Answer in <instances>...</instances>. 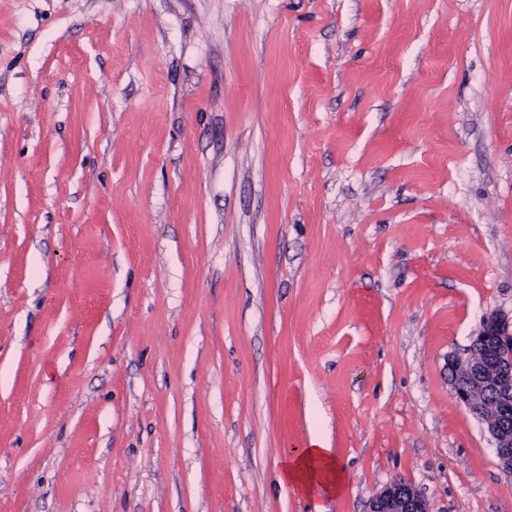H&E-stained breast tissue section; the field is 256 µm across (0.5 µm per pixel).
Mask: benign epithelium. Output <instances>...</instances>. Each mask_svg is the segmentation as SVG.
I'll return each instance as SVG.
<instances>
[{
	"mask_svg": "<svg viewBox=\"0 0 512 512\" xmlns=\"http://www.w3.org/2000/svg\"><path fill=\"white\" fill-rule=\"evenodd\" d=\"M456 399L485 422L502 471L512 476V316H484L469 355L451 360ZM369 512H430L425 499L402 480L376 495Z\"/></svg>",
	"mask_w": 512,
	"mask_h": 512,
	"instance_id": "obj_1",
	"label": "benign epithelium"
}]
</instances>
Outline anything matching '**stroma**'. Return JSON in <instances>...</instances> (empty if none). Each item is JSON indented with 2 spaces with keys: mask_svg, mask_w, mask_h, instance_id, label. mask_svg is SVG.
I'll list each match as a JSON object with an SVG mask.
<instances>
[{
  "mask_svg": "<svg viewBox=\"0 0 512 512\" xmlns=\"http://www.w3.org/2000/svg\"><path fill=\"white\" fill-rule=\"evenodd\" d=\"M496 310L512 0H0V512H512ZM451 384L456 399L485 422L494 440L502 471L512 476V313L493 311L485 315L472 349L465 359L451 360ZM493 391L494 404L487 400ZM494 411L497 422L488 414ZM279 480L282 486L313 500L341 494L347 477L332 448L312 439L305 447L293 448L283 455ZM369 512H430V510L428 503L411 484L395 480L372 499Z\"/></svg>",
  "mask_w": 512,
  "mask_h": 512,
  "instance_id": "obj_1",
  "label": "stroma"
}]
</instances>
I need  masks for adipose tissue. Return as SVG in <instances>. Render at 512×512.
Listing matches in <instances>:
<instances>
[{
    "label": "adipose tissue",
    "mask_w": 512,
    "mask_h": 512,
    "mask_svg": "<svg viewBox=\"0 0 512 512\" xmlns=\"http://www.w3.org/2000/svg\"><path fill=\"white\" fill-rule=\"evenodd\" d=\"M279 480L281 485L315 499L341 494L347 477L331 448L313 440L305 447L294 448L284 454Z\"/></svg>",
    "instance_id": "1"
}]
</instances>
